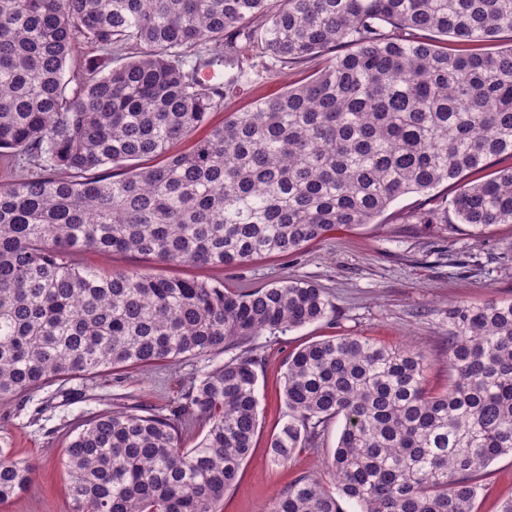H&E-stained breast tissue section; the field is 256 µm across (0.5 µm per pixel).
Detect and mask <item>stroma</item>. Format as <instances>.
<instances>
[{
  "label": "stroma",
  "instance_id": "1",
  "mask_svg": "<svg viewBox=\"0 0 512 512\" xmlns=\"http://www.w3.org/2000/svg\"><path fill=\"white\" fill-rule=\"evenodd\" d=\"M317 62L281 67L270 58L244 66L237 95L211 113L209 123L222 124L226 113L238 112L256 99L307 81ZM424 195L397 198L375 223L340 227L301 253L257 259L233 268L167 266L130 254L104 257L77 253L79 265L108 269L148 268L165 276L222 279L231 289L262 288L284 279L322 288L332 303L318 323L276 335L256 337L260 430L237 482L224 496L222 512H265L271 501L298 476L321 468L333 452L341 422L331 423L318 449H303L285 465L271 458L268 439L285 406L281 399L285 360L294 349L326 336L355 334L389 347L410 343L428 359V380L435 388L448 382V308L478 305L497 298L512 300V224L485 233L468 226L443 230L438 224H409L406 216L426 208ZM220 362L200 356L175 366L143 367L120 375L53 383L0 404V435L12 456L35 468L31 485L0 512H71L64 450L82 420L105 408L137 406L170 414L183 402L194 380ZM512 498V456L489 467L476 501V512H499Z\"/></svg>",
  "mask_w": 512,
  "mask_h": 512
}]
</instances>
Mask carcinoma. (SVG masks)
Returning a JSON list of instances; mask_svg holds the SVG:
<instances>
[{
    "mask_svg": "<svg viewBox=\"0 0 512 512\" xmlns=\"http://www.w3.org/2000/svg\"><path fill=\"white\" fill-rule=\"evenodd\" d=\"M512 0H0V150L38 172L0 184V403L46 384L236 351L194 381L182 417L103 409L66 448L71 512H220L258 428L254 339L326 317L317 286L105 270L79 251L169 266L290 256L399 196L458 189L418 224H512ZM438 36L454 39L440 45ZM283 67L326 60L189 152L238 80L241 43ZM109 63L72 66L83 45ZM345 53L328 55L337 48ZM448 386L411 347L334 336L289 353L284 464L343 425L325 467L268 512H475L488 466L512 454V300L448 307ZM33 466L0 446V503Z\"/></svg>",
    "mask_w": 512,
    "mask_h": 512,
    "instance_id": "carcinoma-1",
    "label": "carcinoma"
}]
</instances>
